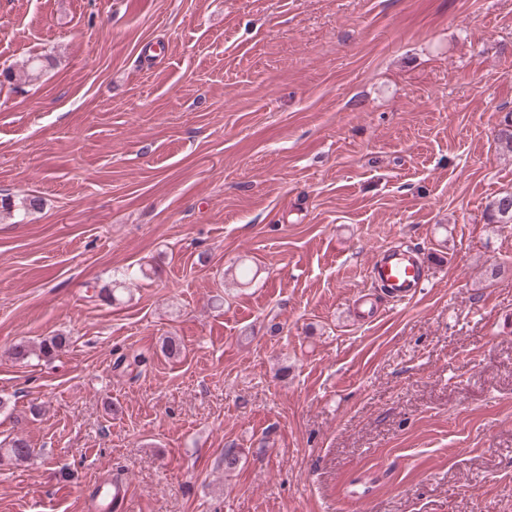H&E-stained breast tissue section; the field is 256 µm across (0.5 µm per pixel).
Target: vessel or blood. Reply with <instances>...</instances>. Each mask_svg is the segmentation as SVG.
<instances>
[{
	"label": "vessel or blood",
	"instance_id": "1",
	"mask_svg": "<svg viewBox=\"0 0 512 512\" xmlns=\"http://www.w3.org/2000/svg\"><path fill=\"white\" fill-rule=\"evenodd\" d=\"M368 276L388 297L403 301L421 288L427 270L413 249L389 246L374 256L368 269ZM128 491L129 484L125 481L98 486L93 495L98 512H119Z\"/></svg>",
	"mask_w": 512,
	"mask_h": 512
}]
</instances>
